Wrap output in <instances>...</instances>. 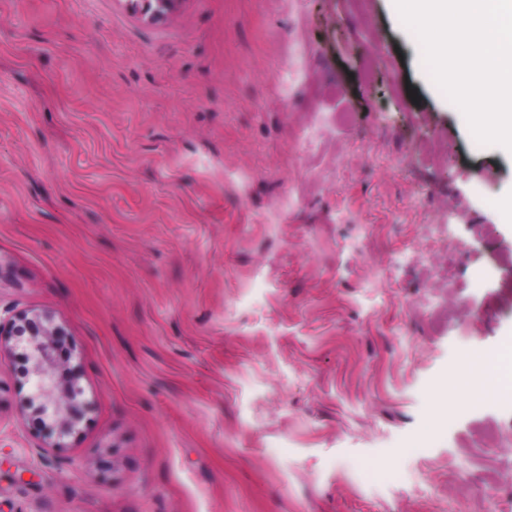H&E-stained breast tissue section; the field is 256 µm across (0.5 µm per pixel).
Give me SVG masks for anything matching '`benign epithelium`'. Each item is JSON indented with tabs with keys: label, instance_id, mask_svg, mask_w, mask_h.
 Returning a JSON list of instances; mask_svg holds the SVG:
<instances>
[{
	"label": "benign epithelium",
	"instance_id": "benign-epithelium-1",
	"mask_svg": "<svg viewBox=\"0 0 512 512\" xmlns=\"http://www.w3.org/2000/svg\"><path fill=\"white\" fill-rule=\"evenodd\" d=\"M129 9L149 22L162 20L178 0H126ZM63 329L52 315L18 309L0 320V353L21 360L15 370L26 386L24 415L37 420L53 436L50 447H66L87 410L77 373L64 367Z\"/></svg>",
	"mask_w": 512,
	"mask_h": 512
}]
</instances>
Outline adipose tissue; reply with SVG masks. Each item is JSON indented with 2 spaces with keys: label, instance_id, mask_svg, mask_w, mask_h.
<instances>
[{
  "label": "adipose tissue",
  "instance_id": "adipose-tissue-1",
  "mask_svg": "<svg viewBox=\"0 0 512 512\" xmlns=\"http://www.w3.org/2000/svg\"><path fill=\"white\" fill-rule=\"evenodd\" d=\"M454 390L469 409L512 403V336L471 353L454 379Z\"/></svg>",
  "mask_w": 512,
  "mask_h": 512
}]
</instances>
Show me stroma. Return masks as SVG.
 <instances>
[{"label":"stroma","instance_id":"stroma-1","mask_svg":"<svg viewBox=\"0 0 512 512\" xmlns=\"http://www.w3.org/2000/svg\"><path fill=\"white\" fill-rule=\"evenodd\" d=\"M511 194L388 0H0V317L89 404L48 447L0 361V512H512V405L419 438L512 334ZM179 0H126L129 9L149 22L162 20Z\"/></svg>","mask_w":512,"mask_h":512}]
</instances>
